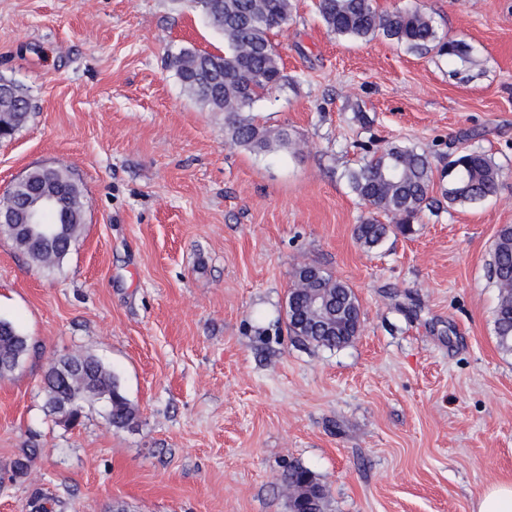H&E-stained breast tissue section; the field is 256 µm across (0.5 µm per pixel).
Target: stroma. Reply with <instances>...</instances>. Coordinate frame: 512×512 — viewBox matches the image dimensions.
<instances>
[{"instance_id":"stroma-1","label":"stroma","mask_w":512,"mask_h":512,"mask_svg":"<svg viewBox=\"0 0 512 512\" xmlns=\"http://www.w3.org/2000/svg\"><path fill=\"white\" fill-rule=\"evenodd\" d=\"M291 2L272 37L285 84L251 115L297 147L257 152L170 66L224 49L192 0H0V77L32 102L0 140V195L64 164L84 208L50 268L0 234V317L31 343L0 379V512H290L291 463L324 484L326 512H472L512 480V353L486 276L512 224V0H376L420 5L468 44L466 66L338 38L317 0ZM462 136L500 167L497 194L363 246L345 171L397 140L439 172ZM304 263L357 295L348 345L289 334ZM77 353L117 375L136 424L112 427L97 402L73 425L47 412L46 369Z\"/></svg>"}]
</instances>
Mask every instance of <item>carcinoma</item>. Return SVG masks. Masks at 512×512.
<instances>
[{"label":"carcinoma","mask_w":512,"mask_h":512,"mask_svg":"<svg viewBox=\"0 0 512 512\" xmlns=\"http://www.w3.org/2000/svg\"><path fill=\"white\" fill-rule=\"evenodd\" d=\"M216 32L224 35L225 51L182 49L171 64L184 89L198 101L224 113L231 141L252 149L269 150L272 142L288 146V132L270 136L247 116L253 105L282 87L285 75L281 57L270 35L288 25L290 0H193ZM318 14L331 33L342 39L366 40L378 34L417 52L437 50L451 61L471 62L469 47L462 40L441 35L432 18L421 9L406 8L382 12L374 0H317ZM17 130L28 119L29 97L10 81L0 80V111ZM72 197L67 232L78 236L84 221L82 189L66 166L57 170ZM448 186L442 195L448 203H476L497 193L501 171L488 155L458 148L448 154ZM352 192L370 209L389 217L394 225L374 217L355 227L357 239L373 248L392 231L404 230L429 205L434 171L429 156L401 143L391 142L371 158L348 170ZM16 246L37 266L57 262L64 254L35 249L24 244L10 224L0 225ZM488 277L498 288L494 311V332L498 347L512 353V224L503 225L492 244ZM360 316V305L352 288L343 280L315 265L295 271L288 293L287 327L290 334L316 346L334 349L351 341ZM10 333L0 335V377L20 366L29 351L30 340L9 321ZM68 381L60 384L45 379V406L49 413L62 415L70 409L80 413L82 403L108 401L109 423L116 428L130 426L136 411L124 395L118 377L93 354L67 355ZM289 490L291 512H326L327 491L319 480L299 464H290L282 475Z\"/></svg>","instance_id":"carcinoma-1"}]
</instances>
